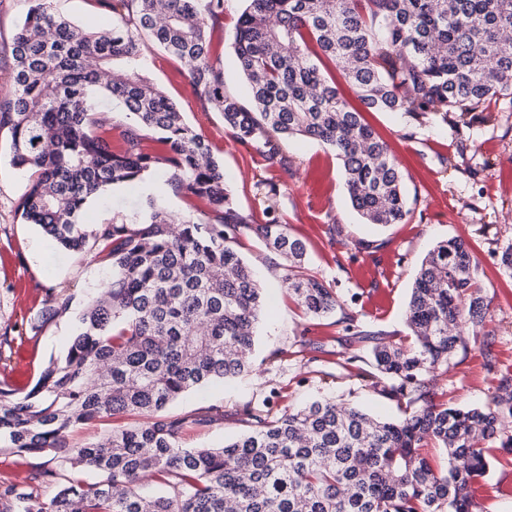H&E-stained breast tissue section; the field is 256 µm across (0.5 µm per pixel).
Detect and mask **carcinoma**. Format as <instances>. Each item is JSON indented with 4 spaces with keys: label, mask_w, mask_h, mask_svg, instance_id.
<instances>
[{
    "label": "carcinoma",
    "mask_w": 512,
    "mask_h": 512,
    "mask_svg": "<svg viewBox=\"0 0 512 512\" xmlns=\"http://www.w3.org/2000/svg\"><path fill=\"white\" fill-rule=\"evenodd\" d=\"M54 0H31L12 39L11 91L0 97V133L11 164L30 172L18 212L61 247L108 265L112 277L78 314L66 354L29 389L0 386V452L41 456L25 482H0V512H478L470 486L487 469L484 442L512 421V378L469 408L434 401L442 367L469 343L490 346L479 263L460 237L421 261L406 313L409 337L359 330L370 369L363 387L396 401L381 419L328 398L270 417L237 410L251 430L213 448H184L191 426L224 419L210 405L193 417L167 407L202 386L253 370L264 288L235 249L253 235L284 260L282 288L310 316L343 309L330 284L307 273V246L274 217L251 224L224 167L184 112L140 73L148 44L184 63L203 107L221 114L240 144L283 176L288 140L316 141L340 160L364 223L401 224L404 174L388 143L341 96L336 75L369 112L401 113L418 126L486 123V102L512 98V0H243L231 48L249 101L226 91L210 28L224 0H89L112 15V35L73 24ZM120 101L133 121L123 146L92 99ZM151 137L160 150L142 142ZM158 169L174 191L206 201L207 219L174 217L151 195L138 212L81 223L110 185ZM59 292L30 329L70 313ZM141 416L74 447L69 434L97 420ZM91 470L101 480L75 477ZM151 476L165 492L140 493ZM56 486L50 498L43 488Z\"/></svg>",
    "instance_id": "1"
}]
</instances>
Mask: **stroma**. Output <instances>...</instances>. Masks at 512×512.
I'll use <instances>...</instances> for the list:
<instances>
[{
    "label": "stroma",
    "mask_w": 512,
    "mask_h": 512,
    "mask_svg": "<svg viewBox=\"0 0 512 512\" xmlns=\"http://www.w3.org/2000/svg\"><path fill=\"white\" fill-rule=\"evenodd\" d=\"M242 8V0H224V17L212 33L214 54L224 65L225 87L241 98L246 89L229 45ZM26 9V0H0L2 95L10 90V44ZM142 69L180 105L194 132L209 143L250 223H265L271 205L258 191V182L280 185L281 194L272 205L291 233L305 241L311 273L329 282L345 307L344 312L321 318L302 314L280 288L281 258L254 237H244L240 251L269 299L257 329L255 369L173 404L178 414L212 404L224 408L222 421L186 433L183 447L220 446L246 432L236 410L247 403L280 413L314 399L350 396L374 414L399 416L394 401L359 390L358 365L351 360L358 345L340 317L345 312L353 315L363 330L406 334L416 271L437 242L453 236L468 241L479 261L492 344L486 349L473 343L451 357L437 384V397L458 407L474 406L494 392L502 377H512V276L503 272L497 257L512 241V100L492 99L486 109L495 122L459 131L441 122L419 127L397 114L365 113L366 122L389 143L405 174L410 210L405 223L378 229L362 223L352 210L341 163L330 149L312 141H289L295 173L282 178L261 153L225 131L218 113L204 111L179 60L147 48ZM170 178V172L161 169L146 180L108 188L89 204L86 222L117 210L133 212L149 193L175 215L205 218L207 203L173 191ZM27 183V173L10 163L8 136L0 134V382L19 388L33 384L49 359L69 347L76 332L72 318L50 323L36 334L29 332L26 321L31 311L59 291L72 294L74 308H81L106 279L99 264L57 248L38 225L22 223L16 208ZM331 215L339 227L335 234L327 224ZM276 350L281 359L270 361ZM486 459L487 472L473 485L472 495L481 512H512V455L492 439Z\"/></svg>",
    "instance_id": "stroma-1"
}]
</instances>
